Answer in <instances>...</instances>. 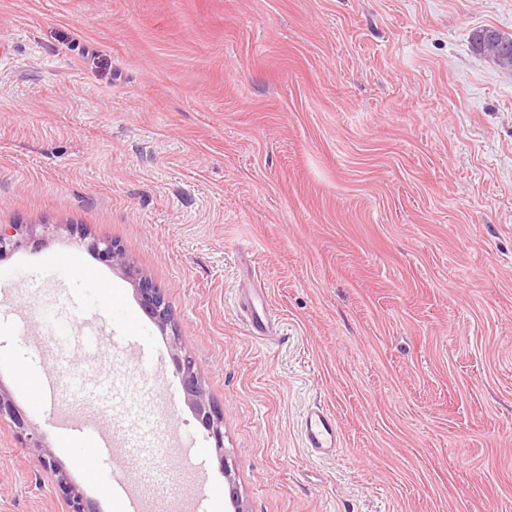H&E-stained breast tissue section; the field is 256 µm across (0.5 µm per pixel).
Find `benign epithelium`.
Returning <instances> with one entry per match:
<instances>
[{"instance_id": "1", "label": "benign epithelium", "mask_w": 512, "mask_h": 512, "mask_svg": "<svg viewBox=\"0 0 512 512\" xmlns=\"http://www.w3.org/2000/svg\"><path fill=\"white\" fill-rule=\"evenodd\" d=\"M33 236V227L30 224H1L0 225V257L22 248ZM92 248L99 258L112 265L127 267L124 249L116 243H106L104 247L92 244ZM130 278L136 286V294L142 308L154 319L162 332H170L172 343H178L180 336L174 324L164 291L143 276L134 273ZM176 373L179 375L183 390L191 403L195 416L207 430L213 442V453L219 462L224 476L228 478V497L232 512H246L243 501L231 481L232 464L230 455L224 448V415L220 408L208 397L199 377L194 369L192 360L186 356L174 357ZM7 416L22 432L26 439L32 442V447L40 448L36 432L19 412L14 403L0 392V417ZM37 466L54 477L55 485L61 492L68 507L67 512H93V506L84 494L70 481L69 476L57 463L53 455L45 450L37 456Z\"/></svg>"}]
</instances>
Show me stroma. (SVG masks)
I'll return each instance as SVG.
<instances>
[{"instance_id":"obj_1","label":"stroma","mask_w":512,"mask_h":512,"mask_svg":"<svg viewBox=\"0 0 512 512\" xmlns=\"http://www.w3.org/2000/svg\"><path fill=\"white\" fill-rule=\"evenodd\" d=\"M512 34V0H0V391L96 512H512V73L472 30ZM163 288L172 347L123 268ZM66 252L77 262L57 273ZM276 329L256 336L243 300ZM103 330L51 370L56 322ZM164 358L154 379L137 347ZM224 413V476L171 464L208 444L175 354ZM342 446L305 448L308 408ZM138 436L112 499L65 421ZM37 449L0 419V512H66ZM32 236L31 224H1L0 257L22 248ZM129 445L125 448L123 457L117 462L115 475L123 484L129 483L137 479V469H135V461L139 452V448H133Z\"/></svg>"}]
</instances>
